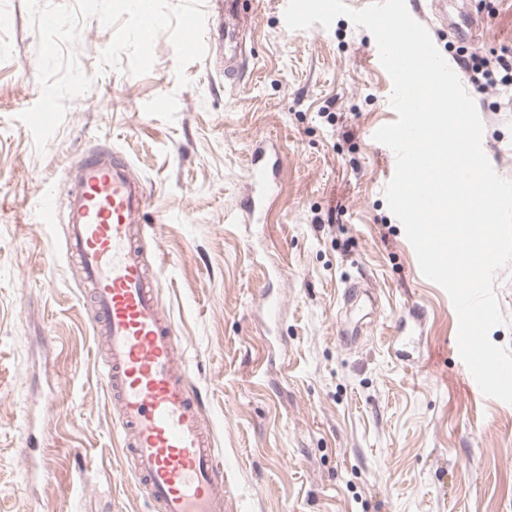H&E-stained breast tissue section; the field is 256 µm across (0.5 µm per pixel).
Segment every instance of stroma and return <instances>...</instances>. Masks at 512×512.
I'll use <instances>...</instances> for the list:
<instances>
[{"label": "stroma", "mask_w": 512, "mask_h": 512, "mask_svg": "<svg viewBox=\"0 0 512 512\" xmlns=\"http://www.w3.org/2000/svg\"><path fill=\"white\" fill-rule=\"evenodd\" d=\"M430 2L419 19L451 66L512 41L498 0H448L450 18H479L471 44ZM238 7L237 74L215 43L185 87L168 35L134 76L100 69L113 30L82 20L75 52L93 85L40 152L19 119L41 95L38 36L25 0H0V512H154L65 228L27 217L35 195L65 202L99 147L147 188L138 243L224 464L225 512H512V404L471 391L452 302L387 206L394 171L374 133L397 115L374 37L344 16L290 30L282 0ZM469 94L483 150L512 180V112L497 92ZM269 139L278 190L249 221L247 160Z\"/></svg>", "instance_id": "stroma-1"}]
</instances>
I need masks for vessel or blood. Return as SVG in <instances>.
<instances>
[{"mask_svg": "<svg viewBox=\"0 0 512 512\" xmlns=\"http://www.w3.org/2000/svg\"><path fill=\"white\" fill-rule=\"evenodd\" d=\"M277 153L254 148L249 211L261 217L275 183ZM127 161L88 151L67 190L66 254L81 266L106 342L104 379L120 411L133 474L157 512H224L223 467L202 427L201 404L178 359L180 338L158 300L136 244L147 206Z\"/></svg>", "mask_w": 512, "mask_h": 512, "instance_id": "obj_1", "label": "vessel or blood"}]
</instances>
